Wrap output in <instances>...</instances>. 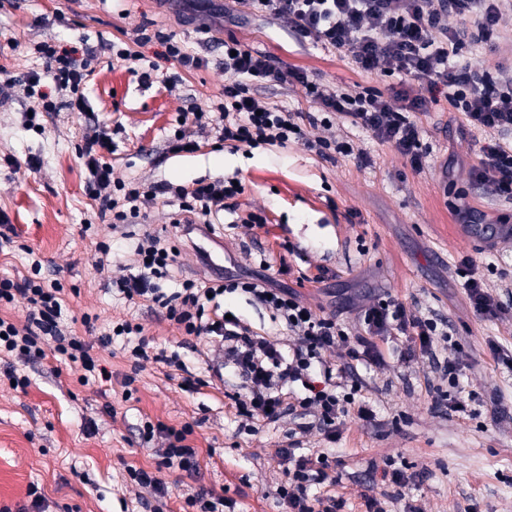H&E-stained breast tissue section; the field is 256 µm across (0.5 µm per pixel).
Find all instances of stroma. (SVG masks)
Masks as SVG:
<instances>
[{
    "label": "stroma",
    "instance_id": "1",
    "mask_svg": "<svg viewBox=\"0 0 512 512\" xmlns=\"http://www.w3.org/2000/svg\"><path fill=\"white\" fill-rule=\"evenodd\" d=\"M146 31L176 35L189 51L206 57V65L188 70L161 58V44L143 39ZM230 36L276 67L306 72L330 92L372 86L386 93L394 83L378 70L360 72L346 54L300 43L283 18L204 14L184 23L159 0H0V78L10 82L0 102V211L15 231L13 248L0 250V277L25 275L40 260L42 277L70 291V329L112 372L111 381L83 385L79 368L49 354L23 365L31 379L26 390L0 381V503H26L34 484L48 499V512H150L151 489L131 483L126 474L130 465L158 468L154 447L141 446L136 435L147 417L176 428L192 424L199 450L192 472L159 468L171 488L163 512H182L185 498L202 487L223 492L235 512H282L276 490L285 475L276 451L292 441L309 457L337 462L341 480L320 492L342 502L341 512H366L370 497L385 512H469L474 505L480 512H512V367L490 350L495 343L503 354L512 353V242L488 251L462 239L450 208L459 200L482 223L512 225V203L492 186L470 182L485 132L458 138L460 114L443 101L429 104L418 122L430 156L418 172L391 146L342 118L305 125L304 139L287 146L256 149L216 146L214 129L194 127L190 133L199 150L169 152L167 141L181 114L210 109L220 99L225 75L218 41ZM120 41L153 65L149 81L113 57L110 45ZM43 42L74 51L79 60L92 56L88 112L71 111L66 95L44 77L45 63L36 52ZM34 72L42 73V90L56 104L38 131L26 129L23 119L35 104L28 94ZM101 133L115 149L113 180L186 187L203 179L241 181L236 213L214 220L209 258L179 243L175 275H209L217 264L246 274L267 263L278 270L280 285L297 289L312 307L338 312L354 335L362 328L351 304L366 305L388 293L419 317L446 321L452 342L466 353L461 387L478 395L476 416L452 417L433 403L443 381L429 357H448L451 342L436 339L432 354L408 360L401 336L383 342L385 362L379 367L350 361L342 345L325 352L328 362L351 363L362 385L359 398L374 414L369 422L347 417L336 441L299 407L274 423L240 416L232 397L241 381L229 369L223 381L212 380L205 362L212 344L185 335L159 309L129 304L113 291V280L136 272L137 263L130 241L113 233L85 193L89 172L79 147ZM324 139L349 141L368 154L370 165L351 157L325 160L308 149V142ZM32 156L38 168L27 165ZM249 211L263 213L266 226L235 223V214ZM103 244L110 246L109 256H102ZM465 256L502 307L498 317L474 313L455 273ZM284 262L290 273H280ZM302 272L308 279L301 283ZM320 273L324 283H313ZM224 304L244 324L294 346L285 324L268 309L237 294ZM86 313L98 315L102 328L117 318L139 324L150 351L178 352L203 386L183 388L185 372L152 360L132 369L120 345L101 347L97 335L86 333L80 322ZM129 372L137 388L130 400L121 386ZM389 463L405 472V485L383 480Z\"/></svg>",
    "mask_w": 512,
    "mask_h": 512
}]
</instances>
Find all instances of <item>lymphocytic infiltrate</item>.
Here are the masks:
<instances>
[{
	"instance_id": "1",
	"label": "lymphocytic infiltrate",
	"mask_w": 512,
	"mask_h": 512,
	"mask_svg": "<svg viewBox=\"0 0 512 512\" xmlns=\"http://www.w3.org/2000/svg\"><path fill=\"white\" fill-rule=\"evenodd\" d=\"M238 6L287 19L291 31L312 46L349 53L354 66L365 73L379 70L411 78L423 92L413 95L396 87L387 95L365 87L352 94L329 93L303 71L279 69L267 56L230 38L224 42L226 81L220 101L209 111L183 113L179 130L168 141L170 152L198 150V142L184 130L188 124L213 126L218 144L232 149L242 145L282 147L290 138H302L304 123L340 116L389 144L417 172L427 158L417 116L427 101L443 99L464 116L457 128L459 136L475 130L489 135L480 146L478 165L470 171L472 182L491 184L500 198L512 201V64L499 60H487L477 67L459 63L466 48L496 45L501 36L500 20L504 13L512 12V0H235L234 6L225 7L224 16L232 17ZM452 17L468 20V28L449 26ZM37 51L45 60L46 72L31 74L30 87L40 86L42 76H50L57 89L65 91L71 110L86 111L84 91L94 74L90 62L77 61L70 52L49 43L38 45ZM268 82L304 85L318 113L291 112L271 105L254 92L255 86ZM111 150L112 141L104 134L86 140L80 154L90 174L89 196L111 212L112 230L124 239L130 238L129 228L141 215L142 200L172 196L178 205L173 224L180 239L188 241L213 232L212 216L226 210L229 200L241 192L229 180L198 182L189 188L116 182L112 165L105 159ZM135 253L138 270L116 279L117 292L131 304L164 310L168 320L183 325L186 335L218 338L221 366L232 368L244 383L236 406L246 417L277 421L294 400L312 413L329 438H336L343 417L353 413L368 421L372 413L355 399L359 383H352L342 395L332 388L333 368L323 360V352L342 344L349 357L375 367L383 362L380 341L407 337L406 353L411 356L418 350L431 351L440 333L436 321L419 317L398 299L383 295L359 310L363 335L349 337L337 314L314 310L293 289L273 287L268 274L185 279L177 291L167 293L157 281L169 276L175 247L146 231L138 239ZM40 271L41 264L35 261L29 275L0 278V308L21 300L27 305L24 323L0 317V359L7 365L5 375L13 387L23 390L30 384L29 376L15 368V361L44 358L43 345L49 339L61 359L80 367L84 384L92 378H112L101 358L95 356L94 346L105 348L119 339L134 361L152 356L138 339L139 325L127 319L98 333L94 346L65 329L61 320L66 292L60 283L46 281ZM237 291L285 322L296 338L292 353H284L268 333L254 331L239 317H228L222 298ZM152 357L180 371L186 368L176 354L161 351ZM192 433L189 425L175 429L150 420L139 428L143 443L162 440V467L185 472L191 470L198 453L190 442ZM277 455L288 465L286 480L276 490L279 504L287 512H316L308 489L335 482V465L325 456L313 459L301 454L295 443L278 449Z\"/></svg>"
}]
</instances>
